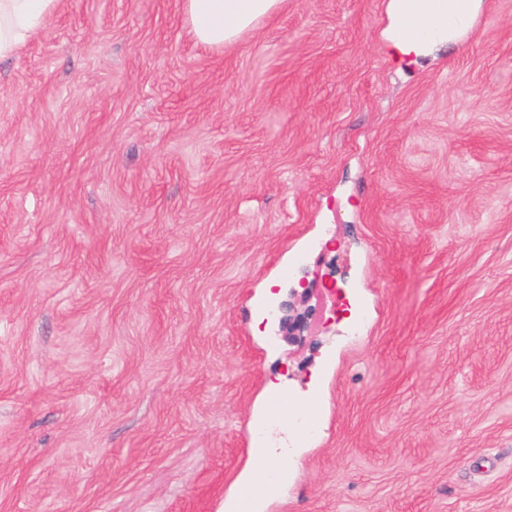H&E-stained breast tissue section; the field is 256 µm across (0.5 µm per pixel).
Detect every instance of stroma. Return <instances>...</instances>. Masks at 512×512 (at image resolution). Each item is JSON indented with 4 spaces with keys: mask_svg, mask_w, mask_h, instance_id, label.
Instances as JSON below:
<instances>
[{
    "mask_svg": "<svg viewBox=\"0 0 512 512\" xmlns=\"http://www.w3.org/2000/svg\"><path fill=\"white\" fill-rule=\"evenodd\" d=\"M387 2L59 0L0 61V512H227L259 434L263 512H512V0L427 58ZM284 0H182L181 9L194 38L210 47L236 43L262 20L276 13ZM253 458L266 463L263 466L253 468L250 478L246 481L249 487L253 490L261 489L264 494H258V497L265 498L276 494L278 484L272 483L268 480L266 468L269 467L271 462L276 461L272 448L267 447V441H258L255 448H252Z\"/></svg>",
    "mask_w": 512,
    "mask_h": 512,
    "instance_id": "1",
    "label": "stroma"
}]
</instances>
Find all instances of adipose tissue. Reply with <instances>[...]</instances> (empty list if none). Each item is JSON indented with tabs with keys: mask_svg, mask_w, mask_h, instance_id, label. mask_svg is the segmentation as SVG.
<instances>
[{
	"mask_svg": "<svg viewBox=\"0 0 512 512\" xmlns=\"http://www.w3.org/2000/svg\"><path fill=\"white\" fill-rule=\"evenodd\" d=\"M59 0H0V59L17 55L41 31ZM283 0H181L184 19L202 44L221 48L236 43ZM481 0H389L390 40L402 54L428 56L437 45L461 38Z\"/></svg>",
	"mask_w": 512,
	"mask_h": 512,
	"instance_id": "ef3b65f1",
	"label": "adipose tissue"
}]
</instances>
